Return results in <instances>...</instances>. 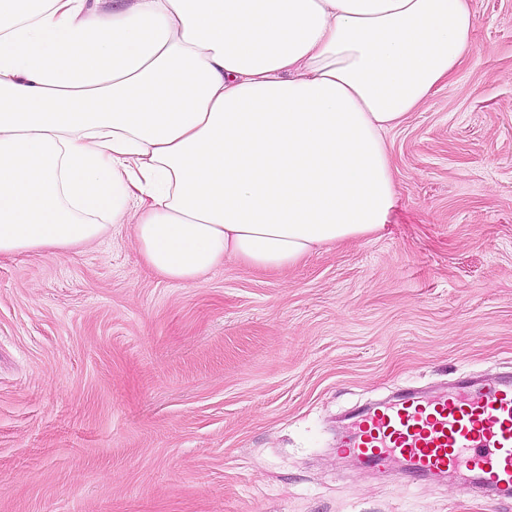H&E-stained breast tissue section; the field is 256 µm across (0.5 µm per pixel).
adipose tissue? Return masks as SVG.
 <instances>
[{
	"instance_id": "ef3b65f1",
	"label": "adipose tissue",
	"mask_w": 512,
	"mask_h": 512,
	"mask_svg": "<svg viewBox=\"0 0 512 512\" xmlns=\"http://www.w3.org/2000/svg\"><path fill=\"white\" fill-rule=\"evenodd\" d=\"M473 31L468 0H0V253L129 224L193 284L383 232L386 135Z\"/></svg>"
}]
</instances>
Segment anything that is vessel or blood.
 Here are the masks:
<instances>
[{"label":"vessel or blood","mask_w":512,"mask_h":512,"mask_svg":"<svg viewBox=\"0 0 512 512\" xmlns=\"http://www.w3.org/2000/svg\"><path fill=\"white\" fill-rule=\"evenodd\" d=\"M353 419L338 445L365 464L399 459L420 480L464 468L493 491H512L511 377L462 379L432 397L407 392Z\"/></svg>","instance_id":"b4317fda"}]
</instances>
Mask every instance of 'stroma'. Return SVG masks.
<instances>
[{
	"label": "stroma",
	"instance_id": "35a3bbf8",
	"mask_svg": "<svg viewBox=\"0 0 512 512\" xmlns=\"http://www.w3.org/2000/svg\"><path fill=\"white\" fill-rule=\"evenodd\" d=\"M388 135L385 233L201 282L128 224L0 254V512H512L336 450L346 413L512 371V0Z\"/></svg>",
	"mask_w": 512,
	"mask_h": 512
}]
</instances>
